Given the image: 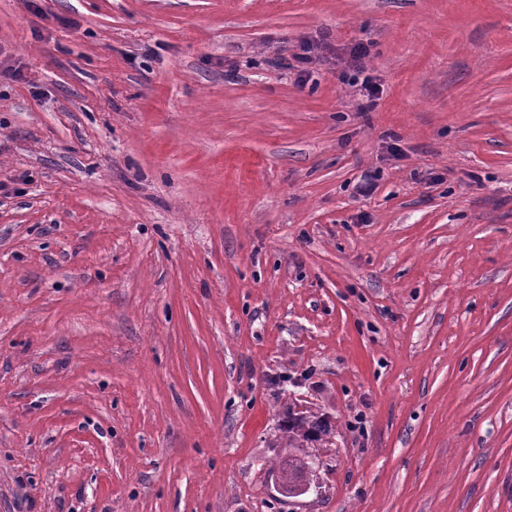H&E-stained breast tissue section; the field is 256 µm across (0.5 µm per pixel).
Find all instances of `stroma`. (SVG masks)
Returning a JSON list of instances; mask_svg holds the SVG:
<instances>
[{
    "instance_id": "35a3bbf8",
    "label": "stroma",
    "mask_w": 512,
    "mask_h": 512,
    "mask_svg": "<svg viewBox=\"0 0 512 512\" xmlns=\"http://www.w3.org/2000/svg\"><path fill=\"white\" fill-rule=\"evenodd\" d=\"M0 512H512V0H0ZM288 433V453L281 461V471L288 464L289 469L301 470L308 466L306 451L302 441L312 440L327 435L330 432L328 427L315 424H307L304 417L294 418L288 421L285 429Z\"/></svg>"
}]
</instances>
